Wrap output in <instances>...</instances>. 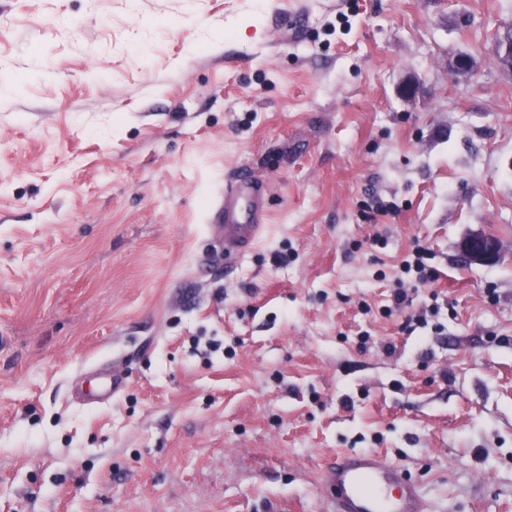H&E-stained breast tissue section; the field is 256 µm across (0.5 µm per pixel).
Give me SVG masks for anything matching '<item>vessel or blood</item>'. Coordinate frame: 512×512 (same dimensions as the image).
Returning <instances> with one entry per match:
<instances>
[{"mask_svg": "<svg viewBox=\"0 0 512 512\" xmlns=\"http://www.w3.org/2000/svg\"><path fill=\"white\" fill-rule=\"evenodd\" d=\"M205 223L224 229V255L256 244L267 223L257 188L248 180L217 183ZM329 512H430L418 481L408 469L374 451H342L322 474Z\"/></svg>", "mask_w": 512, "mask_h": 512, "instance_id": "1", "label": "vessel or blood"}]
</instances>
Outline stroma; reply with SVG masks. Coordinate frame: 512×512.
I'll list each match as a JSON object with an SVG mask.
<instances>
[{
  "label": "stroma",
  "instance_id": "35a3bbf8",
  "mask_svg": "<svg viewBox=\"0 0 512 512\" xmlns=\"http://www.w3.org/2000/svg\"><path fill=\"white\" fill-rule=\"evenodd\" d=\"M510 22L512 0H0V512H327L345 449L433 512H512ZM242 168L269 222L228 259L202 212ZM478 231L499 262L462 260ZM416 244L437 278L413 305L441 314L411 330L389 306ZM102 368L127 384L86 404ZM494 53L499 69L512 77V27H505L498 33Z\"/></svg>",
  "mask_w": 512,
  "mask_h": 512
}]
</instances>
